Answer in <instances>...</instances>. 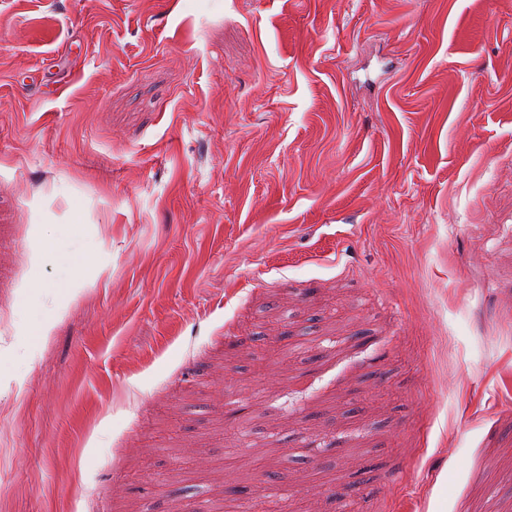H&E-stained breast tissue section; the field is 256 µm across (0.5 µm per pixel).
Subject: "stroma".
<instances>
[{"label":"stroma","instance_id":"35a3bbf8","mask_svg":"<svg viewBox=\"0 0 512 512\" xmlns=\"http://www.w3.org/2000/svg\"><path fill=\"white\" fill-rule=\"evenodd\" d=\"M206 505L512 512V0H0V512Z\"/></svg>","mask_w":512,"mask_h":512}]
</instances>
